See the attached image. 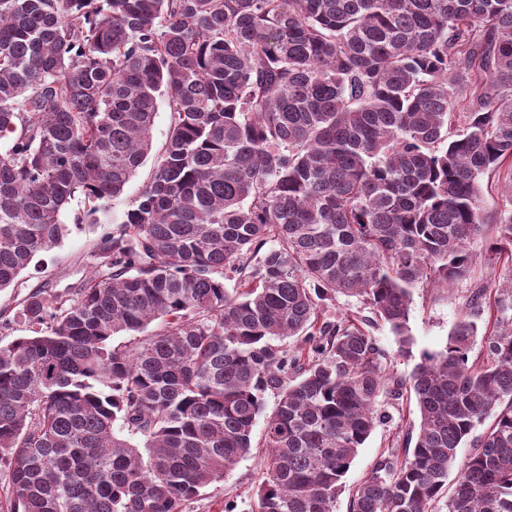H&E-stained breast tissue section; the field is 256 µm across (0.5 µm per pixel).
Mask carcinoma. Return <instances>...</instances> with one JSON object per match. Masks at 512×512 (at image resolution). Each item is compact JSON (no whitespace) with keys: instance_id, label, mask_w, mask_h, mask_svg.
Wrapping results in <instances>:
<instances>
[{"instance_id":"carcinoma-1","label":"carcinoma","mask_w":512,"mask_h":512,"mask_svg":"<svg viewBox=\"0 0 512 512\" xmlns=\"http://www.w3.org/2000/svg\"><path fill=\"white\" fill-rule=\"evenodd\" d=\"M2 140L0 290L75 196L115 224L102 274L30 293L0 344L13 512H182L251 452L268 395L251 512H333L406 385L419 425L349 512H512V281L405 382L366 330L412 356L413 291L469 279L489 222L485 264H512V177L491 215L480 184L512 168V0H0ZM339 295L374 319L329 318ZM170 125V112L167 106L161 102L152 129L153 149L145 165L126 184L123 193L112 202L114 216H119L127 209L128 205L140 194L155 160V153L164 144Z\"/></svg>"}]
</instances>
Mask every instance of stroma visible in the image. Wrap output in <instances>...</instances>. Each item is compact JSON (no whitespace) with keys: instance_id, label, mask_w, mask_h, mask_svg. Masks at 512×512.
I'll return each instance as SVG.
<instances>
[{"instance_id":"obj_1","label":"stroma","mask_w":512,"mask_h":512,"mask_svg":"<svg viewBox=\"0 0 512 512\" xmlns=\"http://www.w3.org/2000/svg\"><path fill=\"white\" fill-rule=\"evenodd\" d=\"M83 208L80 200H73L62 217L69 228L62 243L38 256L13 285L0 290V341L7 343L24 335L25 325L19 310L29 292L47 282L57 284L61 289L76 287L97 273L99 259L96 246L110 227L89 221L75 223V215ZM510 279L512 266L493 267L481 263L469 281L446 290H416L410 315L414 352L444 348L448 333L459 319L469 293L476 288H489ZM388 412L389 421L377 425L359 448L344 478L342 492L336 499V512H348L352 489L370 474L380 455L391 450L402 451L407 430L419 422L417 408L411 402H399L390 406ZM264 456V449H252L224 478L212 483L196 499L187 502L183 512H224V506L228 503L234 504V512H250L255 492L264 479Z\"/></svg>"}]
</instances>
